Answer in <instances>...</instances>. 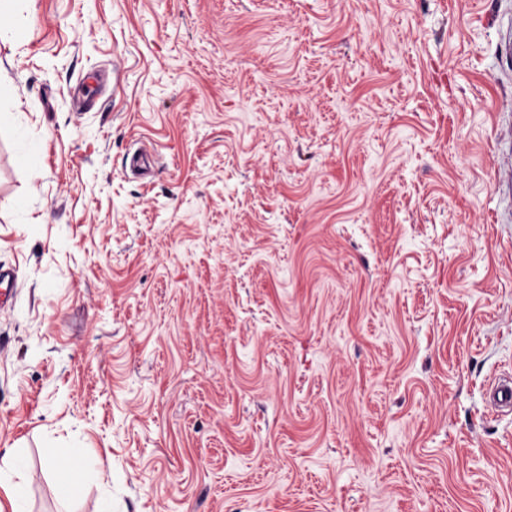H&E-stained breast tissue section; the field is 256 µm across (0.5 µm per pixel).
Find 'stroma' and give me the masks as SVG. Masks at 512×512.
<instances>
[{
  "instance_id": "obj_1",
  "label": "stroma",
  "mask_w": 512,
  "mask_h": 512,
  "mask_svg": "<svg viewBox=\"0 0 512 512\" xmlns=\"http://www.w3.org/2000/svg\"><path fill=\"white\" fill-rule=\"evenodd\" d=\"M511 21L13 0L0 459L24 512H512V412L487 405L512 370ZM72 448L104 465L67 500L46 461Z\"/></svg>"
}]
</instances>
